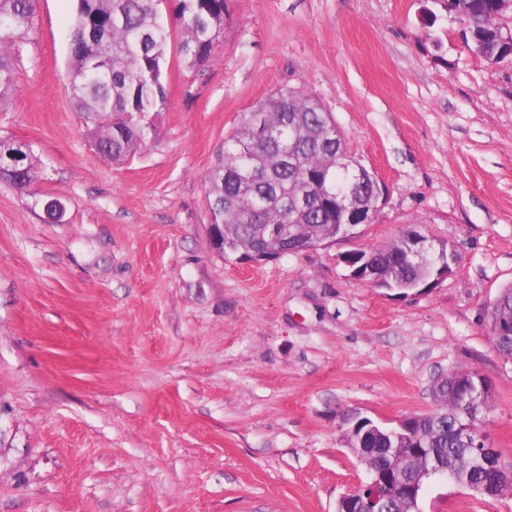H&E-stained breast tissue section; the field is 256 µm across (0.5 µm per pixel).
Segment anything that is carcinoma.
<instances>
[{
    "mask_svg": "<svg viewBox=\"0 0 512 512\" xmlns=\"http://www.w3.org/2000/svg\"><path fill=\"white\" fill-rule=\"evenodd\" d=\"M434 2L463 31L475 35L466 40L474 54L488 62L504 57L496 0ZM159 5L160 0H77L68 61L71 99L93 146L115 164L154 141V116L167 105L164 76L173 30ZM34 13L35 0H0V17L10 21L0 27V108L17 91L13 47L29 30ZM227 16V0H179L178 52L185 64L200 66L211 59ZM270 118L275 133L265 138L256 127ZM329 126L336 122L315 94L290 88L277 90L243 113L206 185L211 223L228 225L229 247L260 249L277 232L283 236L279 250L287 254L291 237L306 242L320 227L335 233L336 195L355 189L369 202L371 181L351 187L350 173L337 165L339 145L319 144V134ZM37 178L28 150L10 186L22 191ZM400 251L399 238L373 251L382 276L399 282L421 278L423 267L398 255ZM500 325H512V285L500 291L491 308V330ZM492 341L501 356L512 360V333L494 334ZM468 373L454 369L437 382L432 392L435 408L413 418L407 441L397 446L372 437L367 444L371 458L362 459L363 464L389 466L411 480L434 460L474 485L495 483L501 469L469 467L470 443L455 427L462 411L461 381Z\"/></svg>",
    "mask_w": 512,
    "mask_h": 512,
    "instance_id": "1",
    "label": "carcinoma"
}]
</instances>
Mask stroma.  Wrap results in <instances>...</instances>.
I'll list each match as a JSON object with an SVG mask.
<instances>
[{"label": "stroma", "mask_w": 512, "mask_h": 512, "mask_svg": "<svg viewBox=\"0 0 512 512\" xmlns=\"http://www.w3.org/2000/svg\"><path fill=\"white\" fill-rule=\"evenodd\" d=\"M426 4L228 0L211 61L169 48L155 140L115 165L69 94L74 0H37L0 111L40 171L0 185V512H336L367 477L346 416L426 413L456 368L488 381L482 429L512 469V360L490 328L512 284V62ZM279 88L317 95L386 191L356 238L242 264L210 246L205 180ZM411 226L457 255L434 287L400 296L343 263ZM419 506L512 512V494L433 476ZM38 178V168L34 162L31 151L24 152V161L20 170L15 174L9 184L11 187L22 191L31 186Z\"/></svg>", "instance_id": "stroma-1"}]
</instances>
